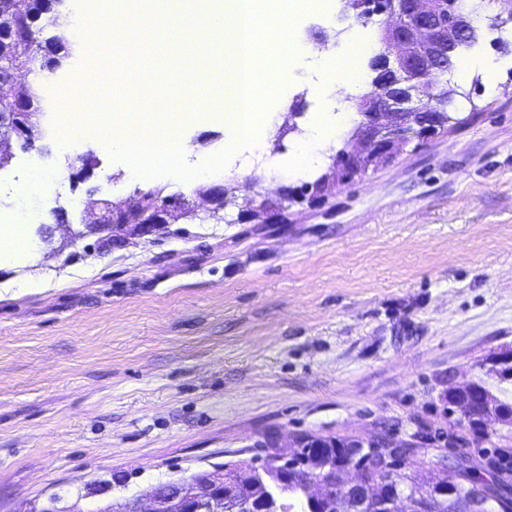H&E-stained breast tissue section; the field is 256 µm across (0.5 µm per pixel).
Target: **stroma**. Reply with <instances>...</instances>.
<instances>
[{"label": "stroma", "instance_id": "35a3bbf8", "mask_svg": "<svg viewBox=\"0 0 512 512\" xmlns=\"http://www.w3.org/2000/svg\"><path fill=\"white\" fill-rule=\"evenodd\" d=\"M335 3L295 11L289 94L271 109L298 129L267 132L262 160L246 148L228 161L220 185L235 196L253 181L293 184L304 133L352 111L334 91V60L389 19L340 21ZM55 75L46 85L39 71L15 73L43 112L34 148L11 141L0 168V212L46 230L36 266L0 260V512L53 501L98 512L250 460L271 432L439 455L465 437L449 387L480 380L512 403V378L487 369L512 349V71L459 64L439 76L454 91L447 130L320 203L291 205L284 224L242 220L237 205L212 219L200 182L132 177L103 143L58 156L47 107L81 75L70 56ZM182 134L192 167L225 148L216 110L194 113ZM89 154L94 173L77 179ZM154 188L185 197L194 217L147 240L86 233L100 200Z\"/></svg>", "mask_w": 512, "mask_h": 512}]
</instances>
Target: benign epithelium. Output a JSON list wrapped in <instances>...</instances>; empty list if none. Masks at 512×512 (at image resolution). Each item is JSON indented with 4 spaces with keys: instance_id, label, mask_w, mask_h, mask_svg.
<instances>
[{
    "instance_id": "7a95c632",
    "label": "benign epithelium",
    "mask_w": 512,
    "mask_h": 512,
    "mask_svg": "<svg viewBox=\"0 0 512 512\" xmlns=\"http://www.w3.org/2000/svg\"><path fill=\"white\" fill-rule=\"evenodd\" d=\"M359 18L367 20L375 14L397 18L388 29V47L379 55V69L384 75L373 81L374 89L386 82L392 92L377 97L369 92L362 98V107L369 112L368 121L355 132L359 147L342 151L340 164L361 176L378 163L395 158L410 143L423 139L437 129L448 125V115L431 105L427 90L435 88L430 81L432 72L449 68L459 55L466 35L472 30L468 16L460 9L448 8L442 15L436 7L424 0H383L376 7L372 0L358 4ZM12 102H0V130L23 140V147L33 145V129L21 125L14 129L9 125ZM336 188V177L324 176L313 185L285 187L275 198L261 194V199L248 211V219L261 224H283V212L288 204H311ZM172 208L168 205L157 209L156 219L144 223L135 206L102 211L86 224L91 230L119 228L129 230L141 238L153 235L169 223ZM334 440L317 434L296 435L293 447L325 448ZM265 454L256 462V475L262 487L288 482V469L297 453L282 451L281 438L269 435L256 443ZM350 468L336 470V464L326 461L318 470L307 469L301 475V484L310 503L325 505L324 512H355V509L379 499L369 481L356 477L343 479ZM224 466L199 471L190 477H182L165 483L161 490L149 494L150 508L144 509L142 500L130 499L125 503H112V512H253L248 499L224 496ZM411 502V510L421 506L402 491L390 493L385 502L387 512H398L399 502Z\"/></svg>"
}]
</instances>
